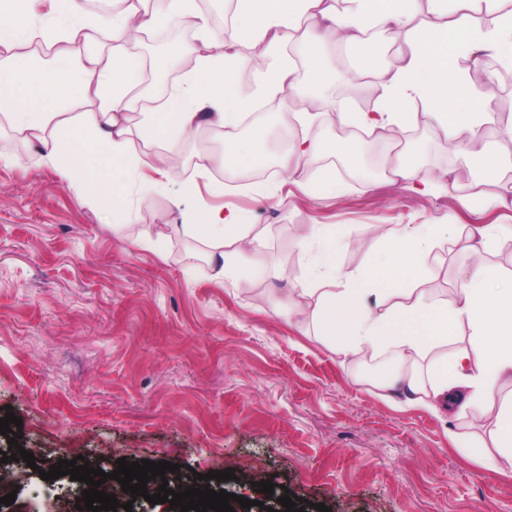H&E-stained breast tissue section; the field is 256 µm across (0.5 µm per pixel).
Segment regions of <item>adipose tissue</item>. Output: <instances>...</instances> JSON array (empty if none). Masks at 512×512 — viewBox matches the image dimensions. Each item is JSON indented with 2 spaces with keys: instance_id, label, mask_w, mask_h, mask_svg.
<instances>
[{
  "instance_id": "ef3b65f1",
  "label": "adipose tissue",
  "mask_w": 512,
  "mask_h": 512,
  "mask_svg": "<svg viewBox=\"0 0 512 512\" xmlns=\"http://www.w3.org/2000/svg\"><path fill=\"white\" fill-rule=\"evenodd\" d=\"M502 0H234L235 34L266 43L267 62L242 86L243 64L236 43L224 53L201 57L195 71L177 89L171 106L144 113L136 129L124 126V113L138 110L134 90L139 65L118 42L129 22L147 32L171 23L195 29L201 39L211 36L206 17L195 0H166L148 9L144 0H125L122 11L89 14L84 0H58L43 24L31 19V0H0V129L36 145L43 161L72 179L97 183L86 199L110 209L120 187L111 172L125 160L131 136L144 143L175 147L179 135L203 124L237 127L255 101L293 90L297 63L287 46L298 41L301 20L313 28L307 38L306 68L314 83L325 75L319 25L329 24L348 34L364 62L380 54L369 29L405 35V50L397 65L373 70L376 105L370 112H340L336 120L367 131L408 130L419 123L439 129L463 146L464 162L473 176V193L466 207L481 212L491 204L483 190L507 161L485 144L483 128L495 110L491 91H479L470 79L448 78L455 54H483L512 67V12H501ZM111 33L117 45L103 55L93 46L95 35ZM45 44L50 57L13 54L18 44ZM94 97V107L73 112L78 94ZM185 213L182 231L210 242L222 251L216 279L240 275V259L261 253L263 242L248 236L246 218L235 210L186 212L184 195L171 200ZM452 224H404L385 235L381 255L364 269L336 279L329 252H322L311 272L313 285L304 289L307 306L294 315L311 318L319 335L336 353L373 356L393 347L399 366L381 375V389L409 390V405L432 412L451 410L464 415L486 411L491 389L501 377H512V275L479 264L468 274L456 296L432 306L413 282L426 273L424 254L439 240L454 234ZM405 283L406 300L384 308L394 280ZM467 326L468 347L449 350L448 339ZM430 359L436 373L431 387L419 381L414 366Z\"/></svg>"
}]
</instances>
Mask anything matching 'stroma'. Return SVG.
I'll use <instances>...</instances> for the list:
<instances>
[{
    "instance_id": "obj_1",
    "label": "stroma",
    "mask_w": 512,
    "mask_h": 512,
    "mask_svg": "<svg viewBox=\"0 0 512 512\" xmlns=\"http://www.w3.org/2000/svg\"><path fill=\"white\" fill-rule=\"evenodd\" d=\"M223 11L224 0H210L207 44L173 26L186 47L165 68L175 81L199 56L223 51ZM309 80L301 74L264 116L266 179L243 182L221 166L195 178L200 155L224 151L223 133L203 127L181 139L183 166L168 169L164 188L143 190L151 170L132 169L110 211L83 204V185L0 134V418L11 411L22 422L18 445L0 435V451L14 458L27 512H60L81 494L69 477H40L77 456L107 473L121 457L165 460L183 480L230 469L233 480L208 488L252 500V512H278L285 494L304 512L319 503L331 512H512V463L491 470L467 450L480 443L495 454L486 416L434 413L385 395L361 375L366 357L337 355L312 322L288 316L319 251L335 248L337 272H350L379 255L382 229L402 224L459 226L460 236L432 248L417 284L447 300L473 267L465 230L512 225V206L469 212L467 174L440 160L438 136L423 127L404 150L438 195L390 181L385 151L367 177L342 179V193H306L323 154L290 169L280 158L308 109ZM190 176L191 205L238 208L262 235L265 276L217 282L212 246L179 232L161 250L141 246L146 229L180 223L171 198ZM216 182L223 194L212 193ZM313 224L337 238L302 251ZM22 448L40 469L17 460ZM267 480L276 485L270 497L256 488Z\"/></svg>"
}]
</instances>
